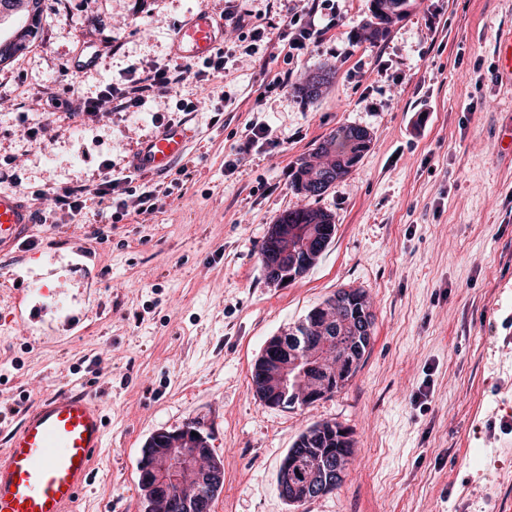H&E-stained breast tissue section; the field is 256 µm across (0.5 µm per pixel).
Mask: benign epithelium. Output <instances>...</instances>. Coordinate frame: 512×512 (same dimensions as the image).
Instances as JSON below:
<instances>
[{"label": "benign epithelium", "mask_w": 512, "mask_h": 512, "mask_svg": "<svg viewBox=\"0 0 512 512\" xmlns=\"http://www.w3.org/2000/svg\"><path fill=\"white\" fill-rule=\"evenodd\" d=\"M331 173L324 171L311 177L302 194H323L332 185ZM294 234L303 237L301 249L296 250L288 239ZM267 239L273 242L261 255L266 282L273 287H283L286 282L301 277L308 264L318 257L328 244L315 225L302 230L288 224L271 225ZM369 307L360 311L361 321L351 328L352 335L344 337L345 343L336 352L335 362L323 361L327 340L315 341L311 336H286L280 333L271 337L258 364L263 369L266 386L277 388L282 400H288V384L293 364L283 352L288 350L295 356L306 355L312 364L304 368L297 381L304 389V397L316 402L329 395L333 378L352 372L360 362L363 348L372 340ZM192 429L164 432L163 446H157L158 435H153L142 450L139 462V482L144 492L145 512H164L174 500L182 503L194 498L200 489L217 493L224 484V464L216 457L202 434L191 435ZM297 461L287 457L277 476L280 495L290 504H305L332 490L347 475V470L332 459L318 458L313 461L308 478L302 483L294 482Z\"/></svg>", "instance_id": "benign-epithelium-1"}]
</instances>
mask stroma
<instances>
[{
	"mask_svg": "<svg viewBox=\"0 0 512 512\" xmlns=\"http://www.w3.org/2000/svg\"><path fill=\"white\" fill-rule=\"evenodd\" d=\"M410 2L374 41L372 0H336L335 21L315 18L326 34L290 59L279 35L301 0H235L260 16L257 55L225 30L223 77L77 124L55 104L177 64L178 23L200 10L223 16L226 2L42 0L38 38L0 65V169L15 157L25 184H92L103 160L137 159L156 116L191 131L167 173L141 175L170 188L159 210L101 224L98 240L88 224L34 225L32 246L59 255L48 272L24 252L0 255L16 277L0 283V454L43 398L86 390L107 415L70 512H143L142 448L188 426L224 463L211 512H512V72L498 60L512 0ZM88 34L112 49L71 70ZM324 69L334 77L322 96L302 98L298 87ZM48 111L54 140H26ZM254 123L268 143L225 171ZM342 125L367 128L372 142L317 202L336 233L303 277L270 287L259 246L279 215L306 204L291 170ZM43 274L69 306L30 296L34 316L18 321L15 283ZM350 288L374 315L357 372L310 406L264 405L251 374L266 340ZM73 316L83 335L70 333ZM327 421L351 432L348 475L291 505L279 467L301 433Z\"/></svg>",
	"mask_w": 512,
	"mask_h": 512,
	"instance_id": "35a3bbf8",
	"label": "stroma"
}]
</instances>
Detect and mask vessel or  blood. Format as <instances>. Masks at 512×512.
Here are the masks:
<instances>
[{
  "instance_id": "1",
  "label": "vessel or blood",
  "mask_w": 512,
  "mask_h": 512,
  "mask_svg": "<svg viewBox=\"0 0 512 512\" xmlns=\"http://www.w3.org/2000/svg\"><path fill=\"white\" fill-rule=\"evenodd\" d=\"M223 31V20L209 13L189 16L176 31L175 52L186 58L210 55ZM188 140L186 129L164 127L144 148L146 167L168 171ZM37 221L32 203L0 190V252L17 245ZM105 436L103 411L86 392L37 402L9 432L8 451L0 454V512H67L86 487Z\"/></svg>"
}]
</instances>
